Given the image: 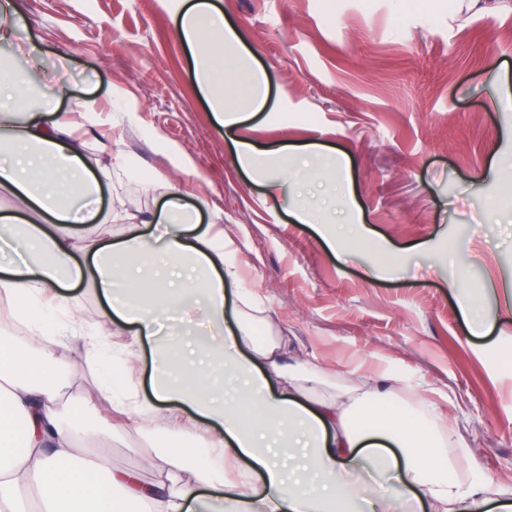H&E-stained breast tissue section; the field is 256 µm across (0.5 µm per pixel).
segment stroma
<instances>
[{
	"instance_id": "1",
	"label": "stroma",
	"mask_w": 512,
	"mask_h": 512,
	"mask_svg": "<svg viewBox=\"0 0 512 512\" xmlns=\"http://www.w3.org/2000/svg\"><path fill=\"white\" fill-rule=\"evenodd\" d=\"M16 43L37 41L42 61L0 44V54L47 79L68 60L71 98L56 108L79 120L87 102L111 118L113 137L148 182L114 172L100 210L122 202L138 218L159 210L167 187L224 227L227 255L246 287L286 329L289 364L307 363L340 391L354 375L401 402L431 399L498 500L512 502V0H214L268 77V104L244 135L263 151L244 170L211 112L191 51L176 34L174 0H17ZM321 144L349 160L346 209L324 206L330 186L315 163L294 170L295 200L312 214L295 223L265 194L278 148ZM193 162L172 169L167 147ZM363 227L360 246L341 254V225ZM76 316L108 342L129 334L107 326L106 303L75 288ZM492 313V329L471 333L458 300ZM82 379L83 414L97 446L89 463L159 479L156 444L132 424L100 412L97 377L71 337L56 339Z\"/></svg>"
}]
</instances>
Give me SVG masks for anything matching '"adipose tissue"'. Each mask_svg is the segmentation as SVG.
Here are the masks:
<instances>
[{"instance_id":"ef3b65f1","label":"adipose tissue","mask_w":512,"mask_h":512,"mask_svg":"<svg viewBox=\"0 0 512 512\" xmlns=\"http://www.w3.org/2000/svg\"><path fill=\"white\" fill-rule=\"evenodd\" d=\"M175 26L203 72L241 42L212 0H180ZM70 94L58 73L50 102ZM235 96L226 103L218 90L208 103L248 169L259 150L240 131L267 104L265 70L237 78ZM50 102L31 96L28 72L0 61V198L24 206L23 216L0 215V249L13 254L0 264V289L31 328L21 341L0 334V512H26L21 494L31 490L44 512H129L133 501L149 512H208L200 489L216 484L225 512H414L421 503L429 512H485L491 487L460 478L454 442L429 400L412 415L386 408V395L372 389L353 415L336 398L310 399L321 376L281 368L287 335L266 334L267 310L243 288L223 231L200 228L178 188L161 209L162 234L145 238L132 229L134 214L114 206L104 223L130 231L101 242L87 215L113 168L134 164L119 153L115 167L101 165L79 128L46 120ZM83 284L107 301V322L132 327L133 343L111 353L78 327L68 291ZM163 317L174 328L154 352L151 389L128 396L118 375L135 366L139 343L155 341ZM54 335L73 336L102 366L106 412L133 418L146 439L163 438L165 478L80 464L79 381L59 368ZM386 476L395 491L384 496L374 483Z\"/></svg>"}]
</instances>
